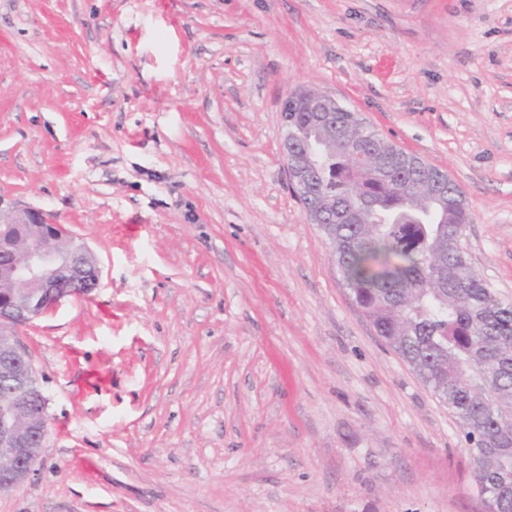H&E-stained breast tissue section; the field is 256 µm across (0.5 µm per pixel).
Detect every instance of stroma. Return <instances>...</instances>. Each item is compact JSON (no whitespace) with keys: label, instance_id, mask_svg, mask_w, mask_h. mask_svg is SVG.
I'll list each match as a JSON object with an SVG mask.
<instances>
[{"label":"stroma","instance_id":"35a3bbf8","mask_svg":"<svg viewBox=\"0 0 512 512\" xmlns=\"http://www.w3.org/2000/svg\"><path fill=\"white\" fill-rule=\"evenodd\" d=\"M298 87L447 172L512 299V0H0V199L101 267L19 333L49 432L0 512H487L291 188Z\"/></svg>","mask_w":512,"mask_h":512}]
</instances>
